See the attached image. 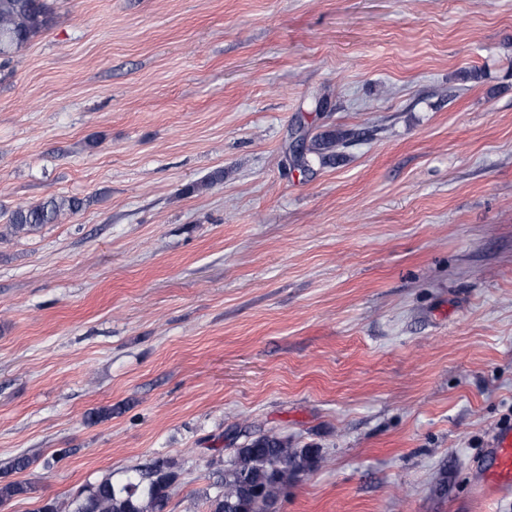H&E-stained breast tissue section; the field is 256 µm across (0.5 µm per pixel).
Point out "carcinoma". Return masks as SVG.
I'll return each instance as SVG.
<instances>
[{
  "instance_id": "carcinoma-1",
  "label": "carcinoma",
  "mask_w": 512,
  "mask_h": 512,
  "mask_svg": "<svg viewBox=\"0 0 512 512\" xmlns=\"http://www.w3.org/2000/svg\"><path fill=\"white\" fill-rule=\"evenodd\" d=\"M52 16L45 0H0V57L9 59L31 38L46 31ZM83 206L76 197H51L34 206H19L8 218L18 233L40 224H55ZM318 448H290L288 442L262 436L235 449L233 460L206 495V512H272L288 483L319 466ZM174 462L158 459L135 470L123 484L107 477L80 490L69 503L71 512H164L176 478ZM31 491L25 484L0 485V504Z\"/></svg>"
}]
</instances>
